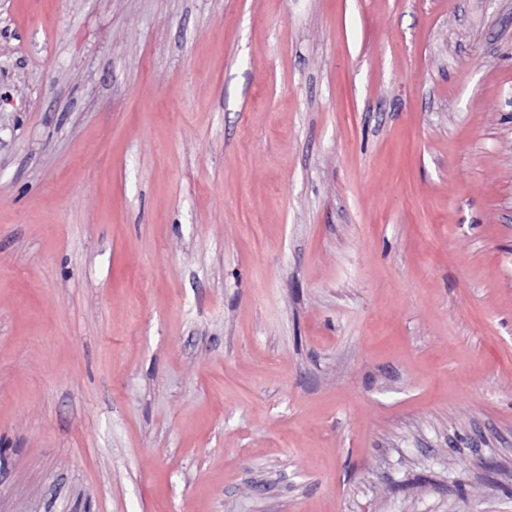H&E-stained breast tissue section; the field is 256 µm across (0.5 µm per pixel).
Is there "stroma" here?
I'll return each instance as SVG.
<instances>
[{
	"instance_id": "stroma-1",
	"label": "stroma",
	"mask_w": 512,
	"mask_h": 512,
	"mask_svg": "<svg viewBox=\"0 0 512 512\" xmlns=\"http://www.w3.org/2000/svg\"><path fill=\"white\" fill-rule=\"evenodd\" d=\"M0 512H512V0H0Z\"/></svg>"
}]
</instances>
